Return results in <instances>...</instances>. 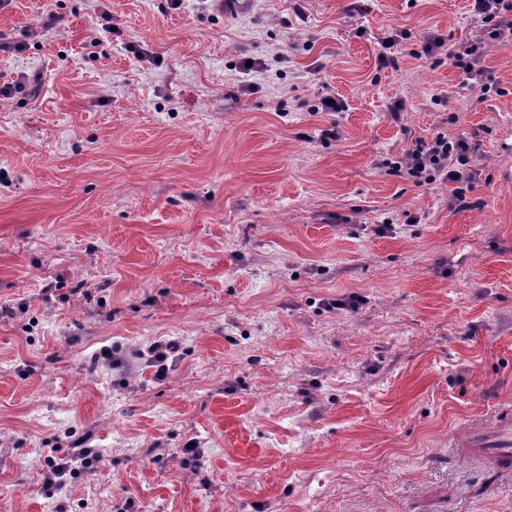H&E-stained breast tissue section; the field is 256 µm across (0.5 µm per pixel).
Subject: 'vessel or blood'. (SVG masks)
<instances>
[{
  "instance_id": "b4317fda",
  "label": "vessel or blood",
  "mask_w": 512,
  "mask_h": 512,
  "mask_svg": "<svg viewBox=\"0 0 512 512\" xmlns=\"http://www.w3.org/2000/svg\"><path fill=\"white\" fill-rule=\"evenodd\" d=\"M457 445L499 472L512 475V409L501 408L492 417L466 423Z\"/></svg>"
}]
</instances>
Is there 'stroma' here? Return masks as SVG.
<instances>
[{"label": "stroma", "mask_w": 512, "mask_h": 512, "mask_svg": "<svg viewBox=\"0 0 512 512\" xmlns=\"http://www.w3.org/2000/svg\"><path fill=\"white\" fill-rule=\"evenodd\" d=\"M352 3L0 9V512H512L448 446L512 406V46L481 100L410 54L479 37L469 0ZM439 132L479 145L467 208L380 166ZM82 444L74 446L73 450L61 457L53 453L56 449H50V455L45 458L47 470L45 471L41 485L42 493L47 498L63 493L68 485V476L73 478L80 472H91L99 462V455L95 448H80Z\"/></svg>", "instance_id": "35a3bbf8"}]
</instances>
